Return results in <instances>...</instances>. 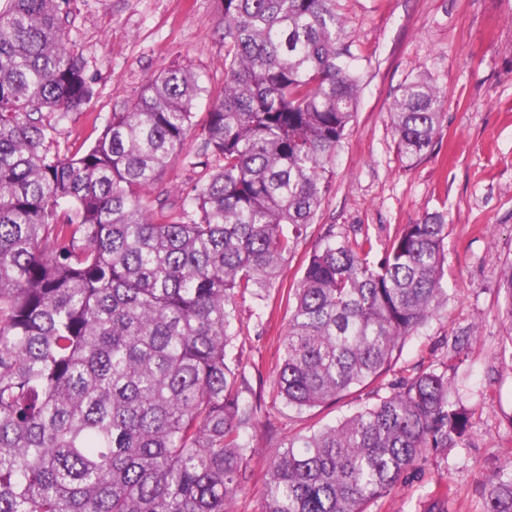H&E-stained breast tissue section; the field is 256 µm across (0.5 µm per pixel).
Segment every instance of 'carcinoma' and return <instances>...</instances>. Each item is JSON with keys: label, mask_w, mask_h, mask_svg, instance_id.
<instances>
[{"label": "carcinoma", "mask_w": 512, "mask_h": 512, "mask_svg": "<svg viewBox=\"0 0 512 512\" xmlns=\"http://www.w3.org/2000/svg\"><path fill=\"white\" fill-rule=\"evenodd\" d=\"M71 0L0 8V512H232L254 408L226 362L236 298H264L329 190L360 76L338 0H224L217 94L171 68L67 155L56 122L94 96ZM210 98L198 117L197 101ZM444 95L406 81L390 127L400 158L430 153ZM202 127L190 155L184 144ZM202 174L163 181L174 161ZM448 224L371 241L328 232L290 289L277 391L296 409L392 370L448 304ZM512 368V261L500 272ZM442 370L272 452L261 512H370L416 462L462 445L469 411ZM452 487L425 512H448ZM512 512V463L483 482Z\"/></svg>", "instance_id": "obj_1"}]
</instances>
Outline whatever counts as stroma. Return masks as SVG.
I'll list each match as a JSON object with an SVG mask.
<instances>
[{
	"label": "stroma",
	"instance_id": "stroma-1",
	"mask_svg": "<svg viewBox=\"0 0 512 512\" xmlns=\"http://www.w3.org/2000/svg\"><path fill=\"white\" fill-rule=\"evenodd\" d=\"M339 4L362 73L357 113L330 169V192L269 298L237 303L229 359L256 423L246 432V482L234 512H260L275 448L375 402L401 377L442 367L458 336L470 339L456 378L472 413L470 437L447 455L426 454L371 512H424L427 495L447 483L455 491L450 512H480L484 476L512 460V368L500 359L497 283L512 259V0ZM71 8L74 49L87 61L95 94L59 122L60 151L89 146L112 112L166 69L190 70L215 91L223 86V0H73ZM419 74L437 83L445 107L433 151L410 165L396 151L389 110L401 85ZM434 212L448 224L447 306L374 384L333 405L288 407L274 385L286 294L321 237L330 229L368 237L380 254L403 225Z\"/></svg>",
	"mask_w": 512,
	"mask_h": 512
}]
</instances>
